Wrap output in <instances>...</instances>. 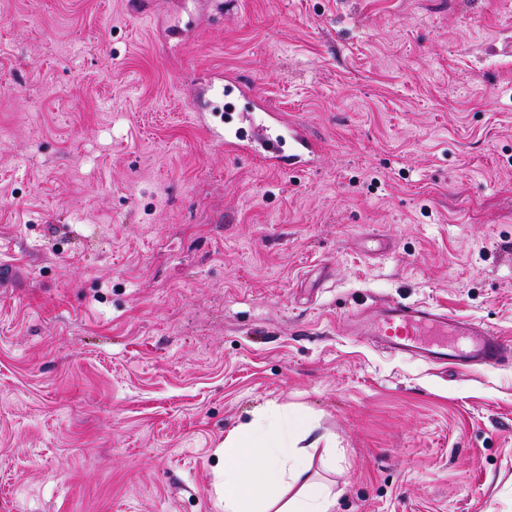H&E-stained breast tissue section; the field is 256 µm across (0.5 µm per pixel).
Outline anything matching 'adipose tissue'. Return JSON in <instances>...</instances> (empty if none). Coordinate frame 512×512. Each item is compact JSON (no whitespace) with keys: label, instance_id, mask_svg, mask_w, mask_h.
Here are the masks:
<instances>
[{"label":"adipose tissue","instance_id":"obj_1","mask_svg":"<svg viewBox=\"0 0 512 512\" xmlns=\"http://www.w3.org/2000/svg\"><path fill=\"white\" fill-rule=\"evenodd\" d=\"M309 421L270 405L224 438V512H335L336 495L310 476L318 441Z\"/></svg>","mask_w":512,"mask_h":512}]
</instances>
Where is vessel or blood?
<instances>
[{
	"label": "vessel or blood",
	"mask_w": 512,
	"mask_h": 512,
	"mask_svg": "<svg viewBox=\"0 0 512 512\" xmlns=\"http://www.w3.org/2000/svg\"><path fill=\"white\" fill-rule=\"evenodd\" d=\"M215 97L246 101L266 131L265 141L234 129L233 115L223 128L208 126L213 146L225 153L262 159L269 166L293 170L315 166L323 152L322 141L302 124L269 111L255 85L232 75L218 79ZM359 335L381 349L421 359L437 367L459 369L512 366V339L473 319L453 315L427 303L388 301L378 307L375 319L361 321Z\"/></svg>",
	"instance_id": "vessel-or-blood-1"
}]
</instances>
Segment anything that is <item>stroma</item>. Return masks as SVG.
I'll use <instances>...</instances> for the list:
<instances>
[{"label":"stroma","mask_w":512,"mask_h":512,"mask_svg":"<svg viewBox=\"0 0 512 512\" xmlns=\"http://www.w3.org/2000/svg\"><path fill=\"white\" fill-rule=\"evenodd\" d=\"M0 0V512H222L268 404L336 512H512V368L352 335L425 302L512 337V0ZM250 80L282 171L191 107ZM213 92L219 100L223 101L225 96L234 106V101L245 100L252 112H258L259 123L267 133L264 143H260L242 135L238 129L234 130V112L226 114L224 130H219L208 123V112H202L200 107L193 105L194 114L206 127L213 146L235 156L262 159L269 166L283 170L314 167L317 164L324 149L323 142L305 125L287 120L283 114L270 112L255 85L225 73L224 79L217 77Z\"/></svg>","instance_id":"stroma-1"}]
</instances>
